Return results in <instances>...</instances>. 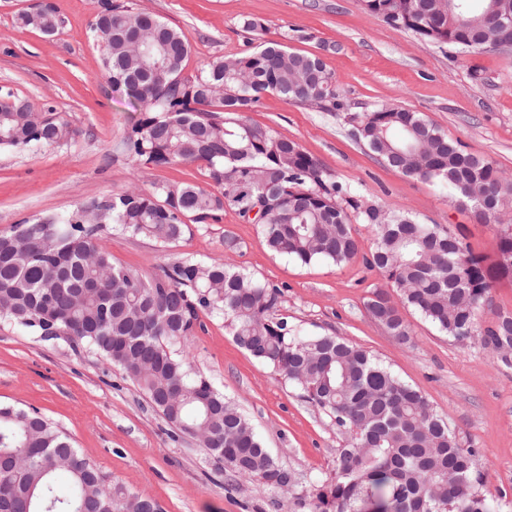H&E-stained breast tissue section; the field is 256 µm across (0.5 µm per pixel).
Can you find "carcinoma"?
<instances>
[{
  "label": "carcinoma",
  "instance_id": "obj_1",
  "mask_svg": "<svg viewBox=\"0 0 512 512\" xmlns=\"http://www.w3.org/2000/svg\"><path fill=\"white\" fill-rule=\"evenodd\" d=\"M456 2L461 8L450 17L448 0H361L392 27L465 54L495 50L490 41L478 43L473 25L493 2L494 35L512 39V0ZM18 23L53 34L59 8L34 5ZM92 31L103 75L144 108L130 150L154 166L198 162L212 188L156 181L147 192L116 194L91 211L1 232L0 320L94 348L226 470L285 488L291 476L187 355L199 311L221 314L241 347L351 433L336 456L334 478L312 494L311 512H364L371 498L377 512H492L472 453L460 448L419 390L368 351L339 336L304 334L278 316L279 288L222 264L186 260L148 279L117 266L96 243L88 216L168 245L187 224L217 221L227 207L246 217L250 203L264 196L258 226L271 251L302 264L336 265L359 252L356 221L374 240L366 264L399 297L396 303L374 292L365 303L371 318L405 343L401 309H411L458 341L478 337L512 368V311L482 320L495 283L512 280V224L502 223L512 207V179L418 112L381 104L354 119L351 135L383 164L448 185L472 203L479 221L495 223L490 261L461 233L360 202L297 142L240 116L265 93L336 111L332 75L319 58L267 41L189 78L183 75L189 38L150 12L98 0ZM76 135L53 107L37 110L11 91L0 93L1 148L61 146ZM0 458V512H160L152 498L108 482L37 410L0 406Z\"/></svg>",
  "mask_w": 512,
  "mask_h": 512
}]
</instances>
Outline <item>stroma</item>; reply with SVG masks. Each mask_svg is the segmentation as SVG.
Wrapping results in <instances>:
<instances>
[{"instance_id": "1", "label": "stroma", "mask_w": 512, "mask_h": 512, "mask_svg": "<svg viewBox=\"0 0 512 512\" xmlns=\"http://www.w3.org/2000/svg\"><path fill=\"white\" fill-rule=\"evenodd\" d=\"M35 0H0V89L51 105L77 131L68 145L0 149V231L26 221L64 217L77 207L159 180L204 184L194 163L155 167L138 162L127 141L141 117L100 69L90 26L97 0H55L62 23L48 36L17 16ZM186 33L185 75L214 59L237 57L274 40L319 58L333 75L340 110L264 95L246 119L296 141L336 181L370 201L466 235L475 252L496 251L492 225L448 189L402 175L356 142L353 114L383 103L421 113L468 152L512 177V51L460 55L367 13L360 0H126ZM247 18L261 30H244ZM354 232L358 255L338 266L308 265L273 253L257 225L232 209L219 221L192 224L171 245L132 236L111 224L98 242L113 263L144 276L191 259L221 262L282 291L281 314L310 335L334 334L380 359L420 390L473 451L490 503L512 501V368L476 341H455L405 311L411 341L398 343L364 304L385 280L364 263L373 248L365 225ZM234 236L236 250L224 248ZM189 348L256 428L293 477L275 490L231 475L200 442L166 421L148 398L100 354L44 339L0 321V405L38 410L112 482L157 501L163 512H309L300 497L329 483L346 432L240 347L221 316L203 311Z\"/></svg>"}]
</instances>
